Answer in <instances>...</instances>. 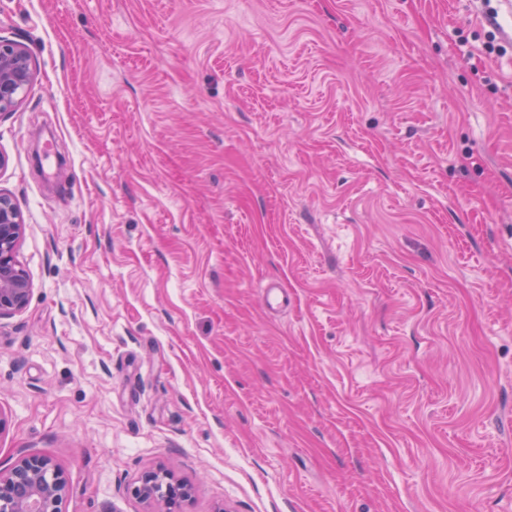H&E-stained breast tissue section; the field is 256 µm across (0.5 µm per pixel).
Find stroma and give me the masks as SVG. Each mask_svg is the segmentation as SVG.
<instances>
[{
	"label": "stroma",
	"instance_id": "obj_1",
	"mask_svg": "<svg viewBox=\"0 0 512 512\" xmlns=\"http://www.w3.org/2000/svg\"><path fill=\"white\" fill-rule=\"evenodd\" d=\"M1 37L0 470L51 457L66 512L158 467L183 512H512V7L0 0ZM34 79L31 57L21 44L0 40V114L13 109ZM25 226L12 200L0 192V320L26 308L32 283L17 259V248Z\"/></svg>",
	"mask_w": 512,
	"mask_h": 512
}]
</instances>
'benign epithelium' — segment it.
<instances>
[{
	"label": "benign epithelium",
	"instance_id": "7a95c632",
	"mask_svg": "<svg viewBox=\"0 0 512 512\" xmlns=\"http://www.w3.org/2000/svg\"><path fill=\"white\" fill-rule=\"evenodd\" d=\"M34 79L31 57L21 44L0 40V112L13 109ZM25 232L20 211L0 193V320L26 308L32 283L17 259ZM70 492L63 469L50 457L26 455L0 471V512H64ZM132 493L151 506L149 512H178L191 487L166 470L144 474Z\"/></svg>",
	"mask_w": 512,
	"mask_h": 512
}]
</instances>
